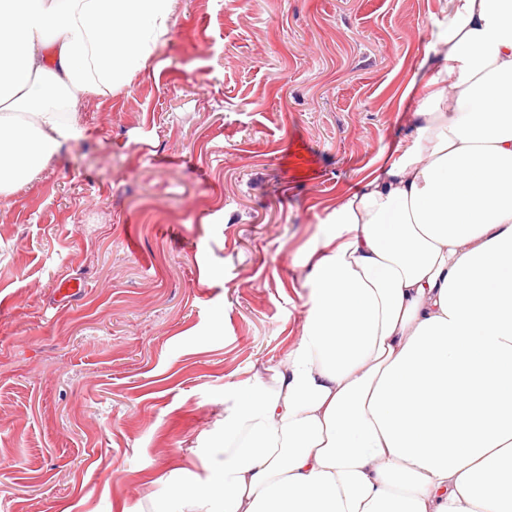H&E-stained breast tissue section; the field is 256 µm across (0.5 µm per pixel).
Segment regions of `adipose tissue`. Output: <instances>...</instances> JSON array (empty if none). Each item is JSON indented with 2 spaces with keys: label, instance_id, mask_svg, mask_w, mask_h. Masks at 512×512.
Masks as SVG:
<instances>
[{
  "label": "adipose tissue",
  "instance_id": "1",
  "mask_svg": "<svg viewBox=\"0 0 512 512\" xmlns=\"http://www.w3.org/2000/svg\"><path fill=\"white\" fill-rule=\"evenodd\" d=\"M173 0H0V195L83 136ZM410 132L332 208L271 386L150 512H512V0H447Z\"/></svg>",
  "mask_w": 512,
  "mask_h": 512
}]
</instances>
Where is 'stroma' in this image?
I'll return each mask as SVG.
<instances>
[{
	"mask_svg": "<svg viewBox=\"0 0 512 512\" xmlns=\"http://www.w3.org/2000/svg\"><path fill=\"white\" fill-rule=\"evenodd\" d=\"M442 6L174 0L83 139L0 196V512H140L205 476L225 389L298 339L327 213L404 136Z\"/></svg>",
	"mask_w": 512,
	"mask_h": 512,
	"instance_id": "1",
	"label": "stroma"
}]
</instances>
